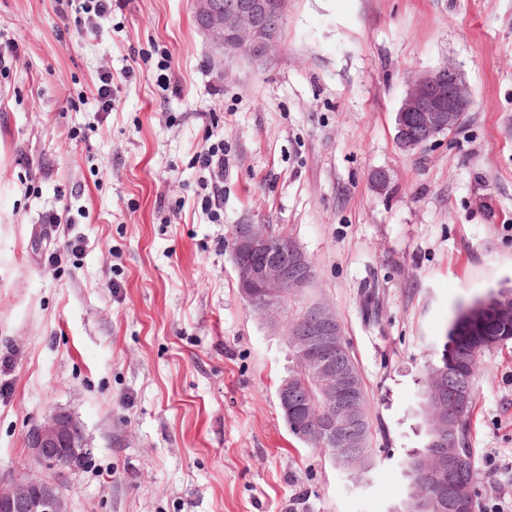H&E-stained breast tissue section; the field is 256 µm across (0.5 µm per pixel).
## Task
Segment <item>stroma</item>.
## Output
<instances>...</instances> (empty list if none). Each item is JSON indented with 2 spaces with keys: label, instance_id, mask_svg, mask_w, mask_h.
Listing matches in <instances>:
<instances>
[{
  "label": "stroma",
  "instance_id": "stroma-1",
  "mask_svg": "<svg viewBox=\"0 0 512 512\" xmlns=\"http://www.w3.org/2000/svg\"><path fill=\"white\" fill-rule=\"evenodd\" d=\"M65 7L0 0V482L64 411L87 450L54 474L70 512H392L427 358L458 305L512 289V0H288L260 63L220 60L192 0H112L100 37ZM448 63L473 105L404 151L408 89ZM211 133L217 222L196 164ZM257 222L309 255L306 295L343 327L367 472L284 420L288 342L232 259ZM474 396L479 502L512 512V340L480 355ZM200 169L207 172L209 179L201 180L204 191V208L212 212L214 219H220V202L224 195V140L210 143L197 158Z\"/></svg>",
  "mask_w": 512,
  "mask_h": 512
}]
</instances>
